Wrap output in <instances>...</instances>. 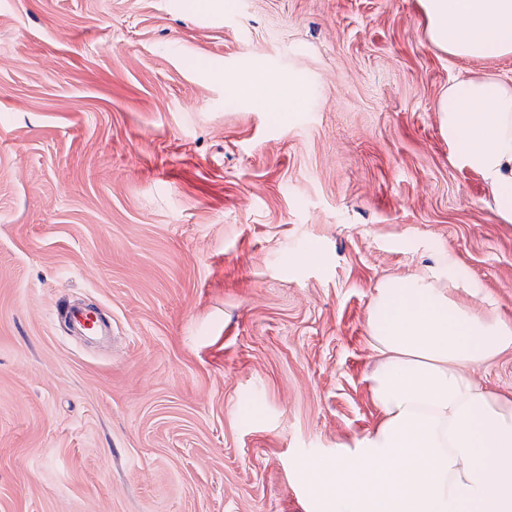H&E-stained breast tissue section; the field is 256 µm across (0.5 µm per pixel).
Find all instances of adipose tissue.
<instances>
[{
    "instance_id": "1",
    "label": "adipose tissue",
    "mask_w": 512,
    "mask_h": 512,
    "mask_svg": "<svg viewBox=\"0 0 512 512\" xmlns=\"http://www.w3.org/2000/svg\"><path fill=\"white\" fill-rule=\"evenodd\" d=\"M430 42L454 57L512 54V0H420ZM245 96L269 111L295 108L292 83L264 77ZM453 157L491 189L512 222V84L456 81L440 99ZM451 257L380 281L368 312L381 359L369 380L383 418L354 445L295 467L308 512H512V398L472 370L512 348V322L456 298L467 287Z\"/></svg>"
}]
</instances>
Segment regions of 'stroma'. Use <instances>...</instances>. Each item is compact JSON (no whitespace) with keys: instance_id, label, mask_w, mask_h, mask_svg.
<instances>
[{"instance_id":"1","label":"stroma","mask_w":512,"mask_h":512,"mask_svg":"<svg viewBox=\"0 0 512 512\" xmlns=\"http://www.w3.org/2000/svg\"><path fill=\"white\" fill-rule=\"evenodd\" d=\"M491 73L419 0H0V512H306L297 458L382 419L379 281L447 252L512 322V222L437 112ZM472 375L512 397V349ZM242 92L261 102L271 112H280L286 107L294 109L300 100V92L294 84L264 77L251 79L243 86ZM64 318L80 334L86 336L106 335V330L92 310L83 307H71L65 311Z\"/></svg>"}]
</instances>
